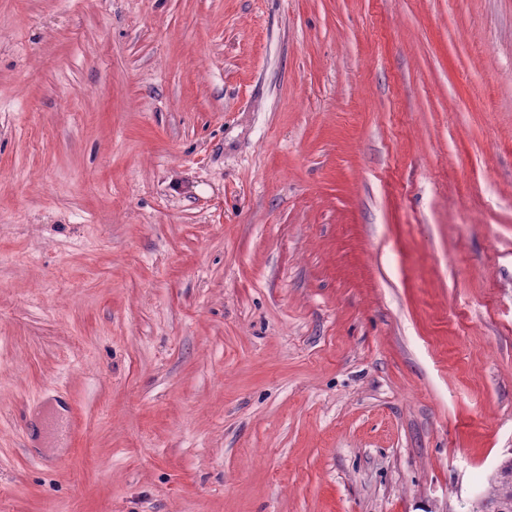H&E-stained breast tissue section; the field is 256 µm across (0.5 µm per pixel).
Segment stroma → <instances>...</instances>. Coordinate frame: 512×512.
<instances>
[{"instance_id":"35a3bbf8","label":"stroma","mask_w":512,"mask_h":512,"mask_svg":"<svg viewBox=\"0 0 512 512\" xmlns=\"http://www.w3.org/2000/svg\"><path fill=\"white\" fill-rule=\"evenodd\" d=\"M512 457V0H0V512H469Z\"/></svg>"}]
</instances>
